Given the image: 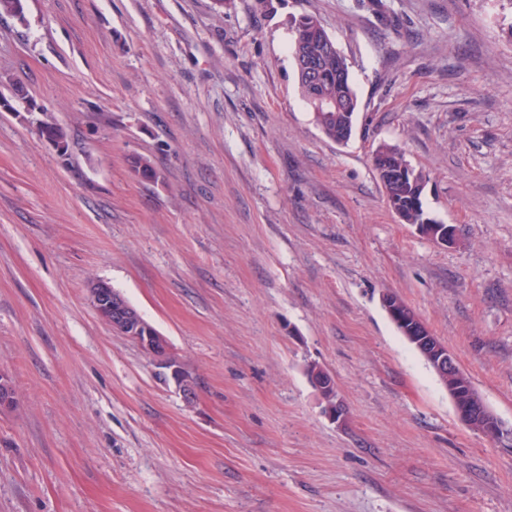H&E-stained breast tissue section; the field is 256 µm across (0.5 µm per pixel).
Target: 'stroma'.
Masks as SVG:
<instances>
[{"instance_id": "1", "label": "stroma", "mask_w": 512, "mask_h": 512, "mask_svg": "<svg viewBox=\"0 0 512 512\" xmlns=\"http://www.w3.org/2000/svg\"><path fill=\"white\" fill-rule=\"evenodd\" d=\"M304 14L349 64L344 144L298 90ZM1 97L0 512H512V447L459 422L380 303L512 428V0H23ZM383 143L454 246L392 212ZM94 279L166 337L193 406ZM401 301L404 307H408V311L417 315L402 299ZM381 305L390 320L399 326L403 334L412 339L424 353L434 371L440 377H448V381L447 379H440V382L448 390V395L454 402L469 399L478 400L480 398L468 374L459 367L454 353L445 344L439 345L429 337L430 330L424 321L417 317L418 315L412 316L408 313L401 305L400 297L392 292H384L381 295ZM429 367L432 369L430 365ZM455 370L457 371L451 373ZM324 376V380L328 379L329 387L332 388L333 393H336V396L333 395L332 392L326 391L323 393L322 396L329 402H332L336 398L334 405L325 406V413L334 423H336L337 426L342 427L346 423L343 404L344 402L339 395V391L333 375L331 373H324Z\"/></svg>"}]
</instances>
